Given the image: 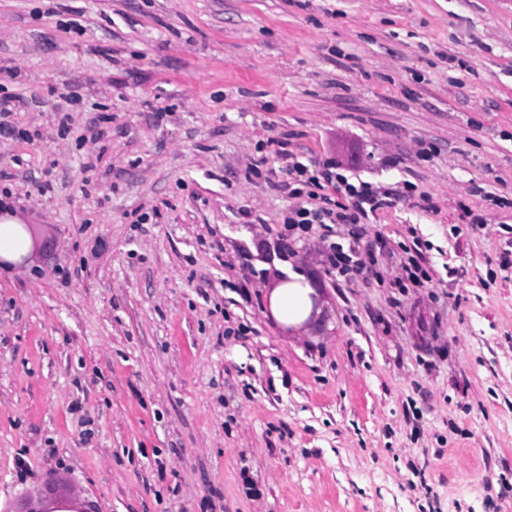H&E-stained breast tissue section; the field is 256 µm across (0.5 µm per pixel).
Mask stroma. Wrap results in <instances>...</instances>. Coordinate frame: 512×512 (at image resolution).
<instances>
[{
  "label": "stroma",
  "mask_w": 512,
  "mask_h": 512,
  "mask_svg": "<svg viewBox=\"0 0 512 512\" xmlns=\"http://www.w3.org/2000/svg\"><path fill=\"white\" fill-rule=\"evenodd\" d=\"M292 160L391 191L353 280ZM0 197V512H512V0H0ZM31 241L27 230L8 216L0 220V259L15 264L26 259ZM325 263L329 273L351 279L363 267L357 242L353 241V245L348 243L347 247L338 242H329L325 252ZM302 276L295 274L277 286L270 294L271 311L277 318L288 325L298 326L304 322H310L316 317L320 307V295L317 291L309 294V288L302 282ZM309 294V297H308ZM311 301V312H310ZM310 312V314H309Z\"/></svg>",
  "instance_id": "stroma-1"
}]
</instances>
